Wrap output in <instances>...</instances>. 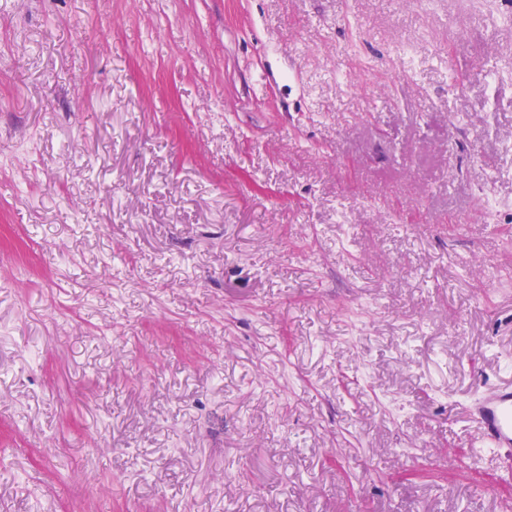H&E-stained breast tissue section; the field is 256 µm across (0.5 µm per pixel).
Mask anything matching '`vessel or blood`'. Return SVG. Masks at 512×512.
Wrapping results in <instances>:
<instances>
[{
	"instance_id": "1",
	"label": "vessel or blood",
	"mask_w": 512,
	"mask_h": 512,
	"mask_svg": "<svg viewBox=\"0 0 512 512\" xmlns=\"http://www.w3.org/2000/svg\"><path fill=\"white\" fill-rule=\"evenodd\" d=\"M467 414L487 447H512L511 387L477 392L468 406Z\"/></svg>"
}]
</instances>
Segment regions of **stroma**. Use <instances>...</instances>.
Instances as JSON below:
<instances>
[{
  "mask_svg": "<svg viewBox=\"0 0 512 512\" xmlns=\"http://www.w3.org/2000/svg\"><path fill=\"white\" fill-rule=\"evenodd\" d=\"M498 386L512 0H0V512H505ZM467 414L488 448L512 447L511 387L477 392L468 405Z\"/></svg>",
  "mask_w": 512,
  "mask_h": 512,
  "instance_id": "1",
  "label": "stroma"
}]
</instances>
